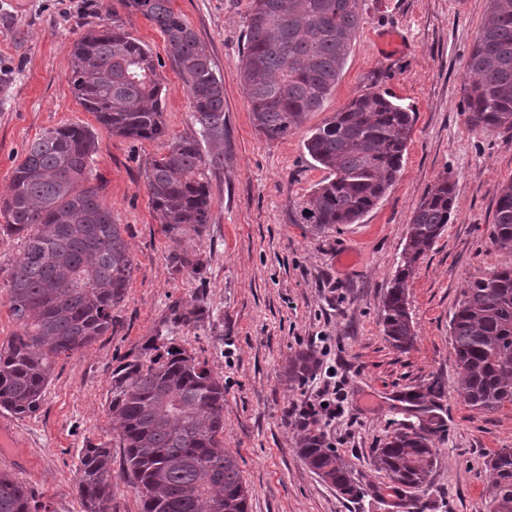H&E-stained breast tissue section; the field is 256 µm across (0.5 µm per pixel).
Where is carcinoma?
Wrapping results in <instances>:
<instances>
[{"label": "carcinoma", "instance_id": "obj_1", "mask_svg": "<svg viewBox=\"0 0 512 512\" xmlns=\"http://www.w3.org/2000/svg\"><path fill=\"white\" fill-rule=\"evenodd\" d=\"M164 34L189 93L198 135L172 140L145 167L152 207L170 237L199 236L211 221L209 181L224 167V77L208 46L170 0H120ZM360 25L358 0H252L239 76L254 126L280 139L321 110L336 88ZM467 122L485 131H512V0H491L465 62ZM70 83L86 111L110 133L138 140L166 137L162 85L151 49L119 24L80 34L71 51ZM412 128L411 110L389 92L353 97L304 143L330 176L297 203L294 223L324 233L354 224L399 179ZM93 130L68 124L45 132L15 168L0 201V232L25 239L9 277V310L18 325L0 347V410L24 416L42 404L58 359L91 346L112 329V309L125 296L134 264L121 225L92 183ZM493 242L512 253V180L497 188ZM451 179L440 176L412 212L409 233L380 312L386 341L407 350L415 341L408 281L444 232L455 206ZM169 260L195 272L186 251ZM204 312L170 308L165 326L112 370L108 412L118 423L122 477L140 512H248V489L237 460L224 451V381L172 337L196 327ZM461 369L459 392L473 408L512 406V264L474 278L451 320ZM311 350L297 352L288 378L313 372ZM440 398L434 381L405 395L420 404ZM443 422L428 416L419 428L394 433L374 460L408 494L406 512H426L423 495L437 463L434 437ZM298 454L343 496L363 489L344 460L309 426ZM494 512H512V448L489 461ZM84 512H107L112 500V449L89 444L76 466ZM0 512H38L23 484L0 474Z\"/></svg>", "mask_w": 512, "mask_h": 512}]
</instances>
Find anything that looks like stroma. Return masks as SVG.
<instances>
[{
  "label": "stroma",
  "instance_id": "1",
  "mask_svg": "<svg viewBox=\"0 0 512 512\" xmlns=\"http://www.w3.org/2000/svg\"><path fill=\"white\" fill-rule=\"evenodd\" d=\"M204 41L224 77V168L208 174L212 217L201 236L173 240L151 205L144 168L161 141L109 133L85 111L70 84L73 41L92 26L120 19L159 59L168 139L195 136L188 90L163 33L117 0H0V63L14 72L0 104V199L30 145L71 123L94 128L93 176L121 225L134 261L112 328L55 365L39 411L0 410L17 445L0 453V474L23 484L43 512H83L75 484L86 444L112 450L109 512H139L120 474L123 448L108 413L113 369L161 328L172 305L205 313L198 327L175 329L177 344L205 359L224 382V448L249 490L248 512H396L395 495L374 463L401 422L425 411L443 419L428 512H492L487 462L512 448V408H472L457 392L450 321L475 277L511 264L492 239L498 185L512 180V132L470 127L465 60L490 0H359L360 26L321 111L282 139L251 119L237 74L251 0H171ZM387 91L414 113L399 180L358 223L324 234L293 221L297 202L328 176L304 149L312 130L354 95ZM455 183L451 219L421 257L409 282L413 347L393 349L379 314L405 246L410 218L440 175ZM24 241L0 234V345L17 330L8 282ZM203 262L175 271L173 252ZM312 349L318 365L303 382L285 371L295 352ZM440 380L444 397L427 410L403 402ZM341 391L342 411L319 419L325 441L363 488L349 500L323 482L297 452L300 410Z\"/></svg>",
  "mask_w": 512,
  "mask_h": 512
}]
</instances>
